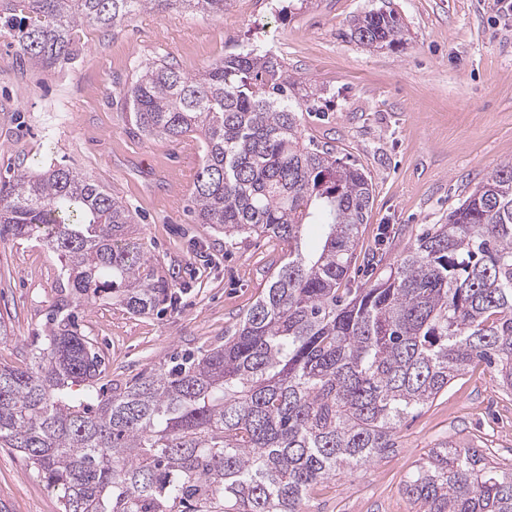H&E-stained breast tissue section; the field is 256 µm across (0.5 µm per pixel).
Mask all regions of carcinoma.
<instances>
[{
	"label": "carcinoma",
	"instance_id": "cac0c4a2",
	"mask_svg": "<svg viewBox=\"0 0 512 512\" xmlns=\"http://www.w3.org/2000/svg\"><path fill=\"white\" fill-rule=\"evenodd\" d=\"M224 14V0H0L20 58L69 59L70 31L142 10ZM391 11L354 21L394 42ZM283 62L231 54L189 77L148 64L127 90L146 136L203 143L199 224L284 245L265 293L224 344L99 386L104 362L78 301L144 314L170 283L133 241L132 214L66 165L0 179V241L41 231L61 261L58 296L23 366L0 362V448L22 454L60 512H302L306 493L392 447L393 430L472 364L512 391V161L493 170L363 288H344L373 185L305 140ZM326 229L307 251L302 229ZM409 512H512V471L474 446L439 444L405 482Z\"/></svg>",
	"mask_w": 512,
	"mask_h": 512
}]
</instances>
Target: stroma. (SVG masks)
Wrapping results in <instances>:
<instances>
[{
	"label": "stroma",
	"mask_w": 512,
	"mask_h": 512,
	"mask_svg": "<svg viewBox=\"0 0 512 512\" xmlns=\"http://www.w3.org/2000/svg\"><path fill=\"white\" fill-rule=\"evenodd\" d=\"M394 11L400 41L367 48L349 35L358 16ZM68 61L20 63L0 25V178L64 163L131 211L146 258L180 301L134 315L83 302V330L105 357L104 384L124 385L172 353L223 341L268 285L280 253L264 237L228 242L191 213L200 144L135 133L126 92L164 60L195 76L254 50L284 62L298 95H313L307 137L363 166L373 183L360 251L387 262L512 159V14L493 0H224L213 15L144 11L103 30L76 27ZM60 262L43 236L0 242V362L24 365L55 300ZM474 445L512 465V394L479 364L397 426L394 446L312 489L304 512H408L402 488L431 448ZM0 512H60L22 455L0 448Z\"/></svg>",
	"instance_id": "obj_1"
}]
</instances>
